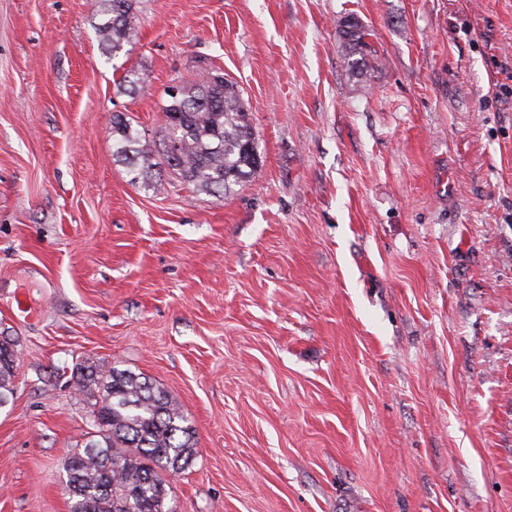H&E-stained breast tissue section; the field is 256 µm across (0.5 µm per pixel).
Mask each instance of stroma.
<instances>
[{
	"mask_svg": "<svg viewBox=\"0 0 512 512\" xmlns=\"http://www.w3.org/2000/svg\"><path fill=\"white\" fill-rule=\"evenodd\" d=\"M99 8L0 0V512H69L102 363L191 421L178 512H512V0H138L113 58ZM204 65L259 168L132 184L113 116ZM339 31L343 34L344 39L347 41L348 52L345 55L347 64H355L354 60H351V56L360 53L365 47L368 46L365 41L368 38L369 33L357 20L344 18L339 22ZM8 340L10 347L0 346V406L8 402L9 394L13 393L15 367L18 359V344L10 336H0V341Z\"/></svg>",
	"mask_w": 512,
	"mask_h": 512,
	"instance_id": "obj_1",
	"label": "stroma"
}]
</instances>
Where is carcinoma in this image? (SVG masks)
Returning a JSON list of instances; mask_svg holds the SVG:
<instances>
[{"label":"carcinoma","instance_id":"1","mask_svg":"<svg viewBox=\"0 0 512 512\" xmlns=\"http://www.w3.org/2000/svg\"><path fill=\"white\" fill-rule=\"evenodd\" d=\"M104 19L96 26L99 41L112 56L134 47L136 0H104ZM345 60L367 47L369 33L357 20L344 18ZM161 158L141 143V133L124 116L112 118L113 156L133 174L131 182L160 191L155 168L165 167L181 181L224 197L260 165L248 109L237 84L219 70L178 85L166 98ZM0 346V406L13 393L18 344ZM79 392L97 393L92 431L81 452L66 464L64 490L70 512H176L168 500L165 475L186 468L195 452V432L185 413L163 388L127 369L110 364L77 369Z\"/></svg>","mask_w":512,"mask_h":512}]
</instances>
